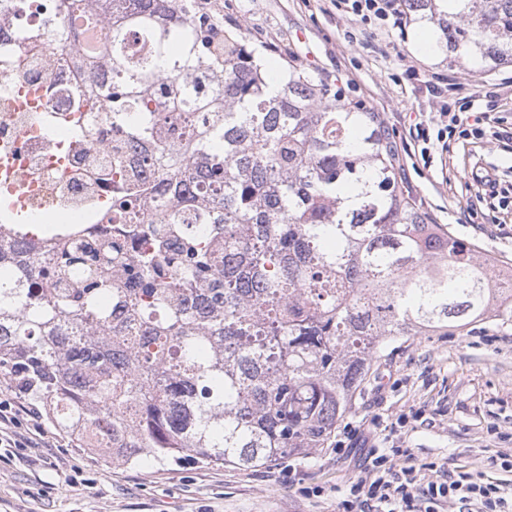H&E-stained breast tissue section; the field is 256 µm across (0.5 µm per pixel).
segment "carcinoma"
Segmentation results:
<instances>
[{"label": "carcinoma", "mask_w": 512, "mask_h": 512, "mask_svg": "<svg viewBox=\"0 0 512 512\" xmlns=\"http://www.w3.org/2000/svg\"><path fill=\"white\" fill-rule=\"evenodd\" d=\"M401 2L451 61L512 66V0ZM112 19L113 140H152L179 200L88 246L52 232L40 262L0 250V375L78 447L259 467L324 447L402 337L512 329L495 260L416 205L377 113L294 60L266 71L204 0ZM175 112L191 135L169 146ZM146 192L116 186V217Z\"/></svg>", "instance_id": "carcinoma-1"}]
</instances>
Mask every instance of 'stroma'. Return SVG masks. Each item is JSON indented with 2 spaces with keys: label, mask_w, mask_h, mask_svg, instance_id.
<instances>
[{
  "label": "stroma",
  "mask_w": 512,
  "mask_h": 512,
  "mask_svg": "<svg viewBox=\"0 0 512 512\" xmlns=\"http://www.w3.org/2000/svg\"><path fill=\"white\" fill-rule=\"evenodd\" d=\"M225 25L240 28L248 45L273 43L268 64L288 55L379 114L394 144L416 119L442 104L475 95L479 111L512 129V67L494 70L449 62L419 50L417 22L377 31L337 11L332 0H210ZM512 182V148L503 143H451L432 166L405 165L406 190L433 222L474 243L500 268H512V214L477 201L474 174ZM476 208L473 223L460 213ZM411 423L390 428L400 415ZM343 423L364 428L367 447L337 456L333 445L251 469L185 462L135 467L75 448L50 430L43 444L0 458V512H338L345 482L364 474L370 448H400L421 468L423 481L460 470L512 481L500 458L512 455V332L473 330L462 336H406L383 361L378 379L358 392ZM84 482H73L74 469Z\"/></svg>",
  "instance_id": "1"
}]
</instances>
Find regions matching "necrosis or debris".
Wrapping results in <instances>:
<instances>
[{
  "label": "necrosis or debris",
  "mask_w": 512,
  "mask_h": 512,
  "mask_svg": "<svg viewBox=\"0 0 512 512\" xmlns=\"http://www.w3.org/2000/svg\"><path fill=\"white\" fill-rule=\"evenodd\" d=\"M0 0V202L89 242L111 228L110 0Z\"/></svg>",
  "instance_id": "1"
}]
</instances>
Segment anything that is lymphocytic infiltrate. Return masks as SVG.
Segmentation results:
<instances>
[{
	"label": "lymphocytic infiltrate",
	"mask_w": 512,
	"mask_h": 512,
	"mask_svg": "<svg viewBox=\"0 0 512 512\" xmlns=\"http://www.w3.org/2000/svg\"><path fill=\"white\" fill-rule=\"evenodd\" d=\"M337 7L376 22L383 29L402 28L403 14L396 0H336ZM420 145L419 156L431 165L437 147L456 140L485 142L507 139L498 121L471 103L458 110L442 108L430 121L416 123L410 131ZM40 408L12 391L0 392V448H32L47 437ZM460 504L463 512H512V494L502 484L486 479L480 471H462L441 482L421 483L411 462L393 463L388 453L374 451L366 474L351 480L342 512H438L441 503Z\"/></svg>",
	"instance_id": "f902f5d3"
}]
</instances>
